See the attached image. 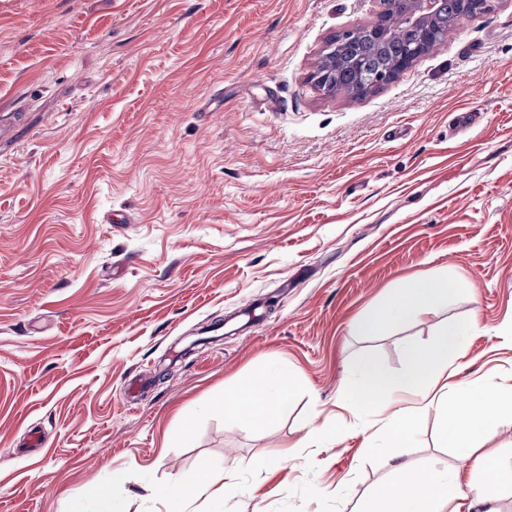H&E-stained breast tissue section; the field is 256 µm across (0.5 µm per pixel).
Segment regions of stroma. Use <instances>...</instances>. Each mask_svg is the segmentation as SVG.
Returning a JSON list of instances; mask_svg holds the SVG:
<instances>
[{"label": "stroma", "instance_id": "obj_1", "mask_svg": "<svg viewBox=\"0 0 512 512\" xmlns=\"http://www.w3.org/2000/svg\"><path fill=\"white\" fill-rule=\"evenodd\" d=\"M381 9L0 0V512L108 484L90 512H164L151 486L203 459L239 489L196 512H360L393 461L459 467L431 415L368 447L344 383L472 320L449 393L512 385V0L365 98L315 88L328 39ZM419 276L466 289L350 333ZM259 367L295 377L287 411L211 410Z\"/></svg>", "mask_w": 512, "mask_h": 512}]
</instances>
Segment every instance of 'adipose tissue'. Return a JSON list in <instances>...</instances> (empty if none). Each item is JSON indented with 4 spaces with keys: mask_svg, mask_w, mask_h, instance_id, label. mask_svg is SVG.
Returning a JSON list of instances; mask_svg holds the SVG:
<instances>
[{
    "mask_svg": "<svg viewBox=\"0 0 512 512\" xmlns=\"http://www.w3.org/2000/svg\"><path fill=\"white\" fill-rule=\"evenodd\" d=\"M459 283L448 278H413L396 288L382 303L351 327L358 336H375L390 324H403L437 313L461 293ZM475 321L445 325L430 342L414 341L404 347L406 366L393 372L377 359H359L349 372L346 399L357 410L373 416L377 436L393 446L412 441L415 416L434 414L443 444L456 448L473 469L494 474L497 482L512 483V466L493 453H477L476 441L496 419L512 421V386L489 388L472 385L467 401L448 405V372L461 358ZM295 393V381L285 370L257 369L247 384L225 394L213 408L231 419L246 418L263 427L285 410ZM232 473L201 462L194 477L156 486L152 493L165 512H190L198 498H219L234 493ZM496 498L493 485L469 494L459 473L434 466L415 467L397 461L390 479L369 495L364 512H481Z\"/></svg>",
    "mask_w": 512,
    "mask_h": 512,
    "instance_id": "ef3b65f1",
    "label": "adipose tissue"
}]
</instances>
